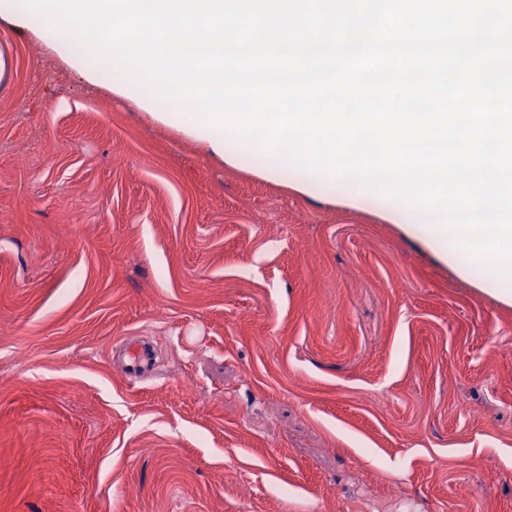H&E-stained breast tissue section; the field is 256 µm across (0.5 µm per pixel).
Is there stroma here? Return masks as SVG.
<instances>
[{
    "instance_id": "35a3bbf8",
    "label": "stroma",
    "mask_w": 512,
    "mask_h": 512,
    "mask_svg": "<svg viewBox=\"0 0 512 512\" xmlns=\"http://www.w3.org/2000/svg\"><path fill=\"white\" fill-rule=\"evenodd\" d=\"M0 512H512V307L0 20ZM144 336L130 383L112 346ZM113 358L114 365L130 381L140 380L154 370L155 353L150 342L123 344Z\"/></svg>"
}]
</instances>
